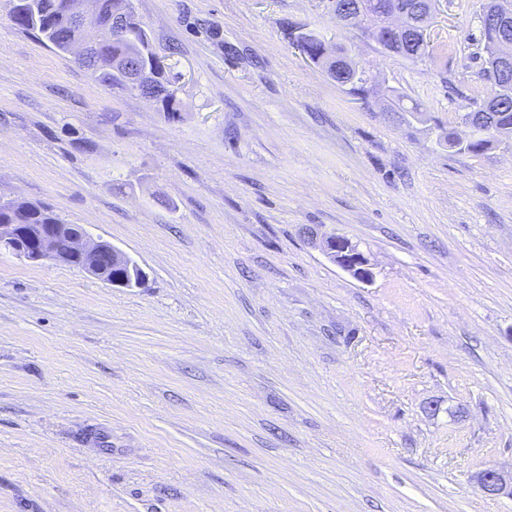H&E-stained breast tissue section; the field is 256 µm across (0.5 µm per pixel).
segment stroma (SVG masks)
<instances>
[{"label":"stroma","instance_id":"1","mask_svg":"<svg viewBox=\"0 0 512 512\" xmlns=\"http://www.w3.org/2000/svg\"><path fill=\"white\" fill-rule=\"evenodd\" d=\"M484 4L440 0L413 63L329 0H133L170 114L0 0V195L144 272L0 254V512H512L472 480L512 467V142L457 154L430 131L490 92ZM394 92L425 121L393 123ZM306 226L356 242L372 280ZM345 1L348 0L330 1V9L336 18L337 24L348 29L354 30L362 37L371 38L369 35V31L358 23V17L356 13L361 12V10H357V8H361V5H352L346 3ZM296 38L301 51L315 64L321 66L330 77L340 86H349V92L354 95L366 97L369 92V78L365 72H357L350 68L343 74H336V64L343 63L346 55L336 49L329 53L325 42L317 35L310 33L308 37ZM298 45V47H299ZM336 54L335 58L331 55ZM338 54V55H337ZM343 55V56H342Z\"/></svg>","mask_w":512,"mask_h":512}]
</instances>
